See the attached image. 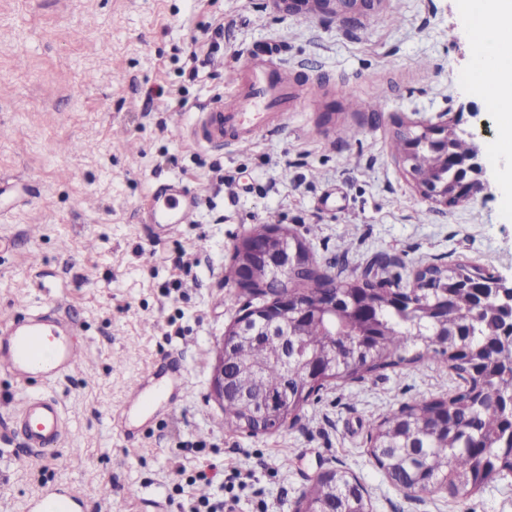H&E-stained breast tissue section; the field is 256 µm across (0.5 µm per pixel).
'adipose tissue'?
<instances>
[{
  "label": "adipose tissue",
  "instance_id": "obj_1",
  "mask_svg": "<svg viewBox=\"0 0 512 512\" xmlns=\"http://www.w3.org/2000/svg\"><path fill=\"white\" fill-rule=\"evenodd\" d=\"M467 9L472 31L487 26L493 34L495 63L479 69L476 85L498 119L497 153L507 160L512 158V0H468Z\"/></svg>",
  "mask_w": 512,
  "mask_h": 512
}]
</instances>
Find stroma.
Returning a JSON list of instances; mask_svg holds the SVG:
<instances>
[{
	"label": "stroma",
	"mask_w": 512,
	"mask_h": 512,
	"mask_svg": "<svg viewBox=\"0 0 512 512\" xmlns=\"http://www.w3.org/2000/svg\"><path fill=\"white\" fill-rule=\"evenodd\" d=\"M463 3L383 0L352 25L276 0H0V322L62 308L89 357L83 373L25 388L0 370V512L61 483L84 512H181L220 493L233 512H296L336 468L373 512H512V474L455 498L409 496L369 454L371 421L460 386L441 362L327 388L270 435L225 431L210 397L217 342L248 300L225 271L256 225L311 236L321 270L376 262L404 288L430 264L512 274V173L492 162L489 188L446 209L389 148L399 122L482 105ZM257 55L300 96L254 143L214 146L207 110ZM342 125L362 133L337 142ZM172 185L196 214L161 232L146 213ZM147 375L164 397L127 409ZM27 391L64 410L50 453L3 427Z\"/></svg>",
	"instance_id": "35a3bbf8"
}]
</instances>
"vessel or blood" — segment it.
Returning a JSON list of instances; mask_svg holds the SVG:
<instances>
[{"instance_id":"b4317fda","label":"vessel or blood","mask_w":512,"mask_h":512,"mask_svg":"<svg viewBox=\"0 0 512 512\" xmlns=\"http://www.w3.org/2000/svg\"><path fill=\"white\" fill-rule=\"evenodd\" d=\"M238 88L230 106L209 121L211 142L234 145L251 143L258 132L282 123L288 103L295 97L288 74L269 62L252 65L235 80ZM195 212L190 201L167 200L154 215L155 224H185ZM82 357V345L73 323L58 310L30 314L0 328V368L16 385L25 387L36 379L52 382L68 375ZM155 390L147 381L135 385L129 405L143 410L153 407ZM16 432L33 448L55 447L66 433L64 413L53 398L29 394L15 419ZM83 499L77 492L56 488L32 498L28 512H81Z\"/></svg>"}]
</instances>
